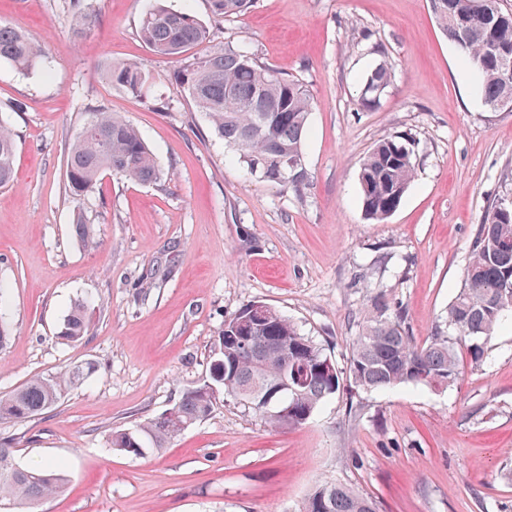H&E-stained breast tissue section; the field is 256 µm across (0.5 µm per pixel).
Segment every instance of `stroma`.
Listing matches in <instances>:
<instances>
[{"instance_id": "obj_1", "label": "stroma", "mask_w": 512, "mask_h": 512, "mask_svg": "<svg viewBox=\"0 0 512 512\" xmlns=\"http://www.w3.org/2000/svg\"><path fill=\"white\" fill-rule=\"evenodd\" d=\"M155 0H0V23L37 41L24 71L0 61V121L16 139L15 182L0 188V397L80 363L91 375L52 408L0 422L14 464L61 467L62 492L15 512H299L319 481L373 497L379 512H512V325L461 381L366 393L342 384L304 425L280 429L232 399L140 457L110 448L210 376L226 317L255 301L297 323L346 370L375 292L412 336L445 330L488 202L512 198V110L485 106L429 0H254L214 19L210 0H164L232 45L299 79L314 106L294 190L247 173L171 84L174 64L139 37ZM93 26L78 33L79 12ZM393 66L372 107L365 74ZM135 62L134 98L107 76ZM123 115L172 177L142 185L104 172L72 198L66 156L93 112ZM416 140L415 178L385 222L366 219L362 158L379 139ZM98 244L73 235L76 217ZM89 304L82 340H61L71 305Z\"/></svg>"}]
</instances>
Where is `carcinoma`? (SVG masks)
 Wrapping results in <instances>:
<instances>
[{
    "mask_svg": "<svg viewBox=\"0 0 512 512\" xmlns=\"http://www.w3.org/2000/svg\"><path fill=\"white\" fill-rule=\"evenodd\" d=\"M216 19L237 15L253 0H210ZM433 14L448 41L455 45L469 69L483 80L486 106L512 100V10L501 0H488L486 9L472 8V0H430ZM139 35L157 55L175 60L172 84L202 112L224 144L235 150L259 178L299 189L307 174L292 178L283 160L303 155L313 101L297 79L285 76L234 47L186 55L203 44L208 28L192 13L156 7L140 21ZM41 45L26 34L0 23V60L24 70L38 68ZM112 84L142 98L148 78L135 63L113 66ZM392 79V66L376 64L366 74L361 102L370 107ZM16 140L0 123V188L13 185ZM142 184L158 185L171 178L136 128L124 118L99 110L76 137L66 157L68 188L76 197L95 188L102 173ZM416 172L415 139L409 134L385 137L364 156L358 175L359 197L365 216L384 221L400 206ZM74 231L85 246L95 243L94 227L77 219ZM247 308L224 319L217 332L218 357L209 383L224 396L243 402L253 413L279 428L306 423L320 405L340 391L344 380L365 392L402 386L446 389L487 358L486 344L495 330L512 320V200L490 203L478 224L469 249L462 283L448 305V327L455 337L436 332L418 343L406 316L393 310L378 292L371 299L350 348L348 373L338 370L326 349L304 334L292 320L270 307L249 352L239 351L232 337ZM89 330L87 305L74 303L58 336L81 340ZM94 365H74L52 376H36L7 397H0V420L22 421L56 405L82 381ZM428 376L416 377L418 372ZM294 389L278 390L282 377ZM437 385H432V382ZM288 405V412L279 413ZM173 414H161L134 429L113 432L111 447L140 456L159 450L205 417L199 388L182 392ZM65 478L57 468L29 470L11 462V450L0 446V502L41 500L58 493ZM300 512H378L376 501L340 482H319L308 493Z\"/></svg>",
    "mask_w": 512,
    "mask_h": 512,
    "instance_id": "carcinoma-1",
    "label": "carcinoma"
}]
</instances>
